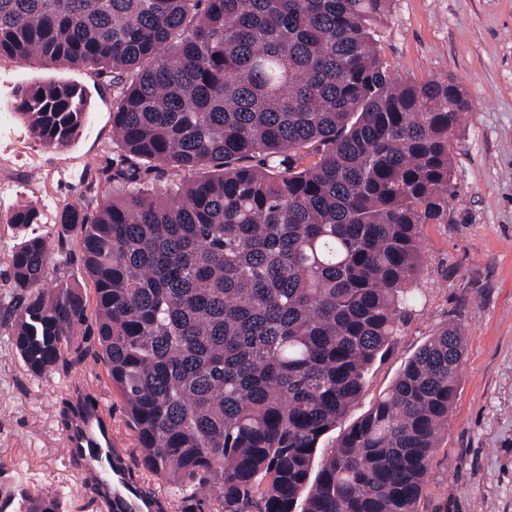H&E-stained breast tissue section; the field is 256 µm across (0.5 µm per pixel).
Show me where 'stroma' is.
Listing matches in <instances>:
<instances>
[{"instance_id":"1","label":"stroma","mask_w":512,"mask_h":512,"mask_svg":"<svg viewBox=\"0 0 512 512\" xmlns=\"http://www.w3.org/2000/svg\"><path fill=\"white\" fill-rule=\"evenodd\" d=\"M377 35L394 76L454 77L471 108L452 138L457 192L448 200V221L426 225L421 238L418 299L388 352L371 365L348 417L362 415L420 347L457 323L467 337L466 353L420 510L512 512V0H391ZM51 80L84 86L90 112L80 135L62 150L46 148L18 115L0 123V157L10 160L16 180L14 192L0 198L2 301L11 294L5 255L14 243L7 224L14 209L31 202L60 211L79 201L96 212L104 193L99 171L121 159L112 143L118 91L108 77L62 64L0 59L1 96ZM37 155L71 175V187L59 188L31 167ZM79 341L90 351L84 364L33 378L15 350L10 324H0V503L55 493L66 512H93L62 459L58 412L69 385L106 395L125 454L140 460L122 399L96 355L95 310H88Z\"/></svg>"}]
</instances>
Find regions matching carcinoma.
<instances>
[{
    "label": "carcinoma",
    "instance_id": "cac0c4a2",
    "mask_svg": "<svg viewBox=\"0 0 512 512\" xmlns=\"http://www.w3.org/2000/svg\"><path fill=\"white\" fill-rule=\"evenodd\" d=\"M390 0H0V58L112 79L128 165L57 239L30 204L0 306L26 371L78 362L81 289L42 288L55 241L79 240L97 340L141 463L202 512H419L448 428L466 336L450 324L338 437L416 299L420 236L448 223L456 80L397 81L375 39ZM16 112L63 149L85 88L22 85ZM77 356L66 359L64 353ZM82 386L61 425L94 400ZM18 512H62L23 496Z\"/></svg>",
    "mask_w": 512,
    "mask_h": 512
}]
</instances>
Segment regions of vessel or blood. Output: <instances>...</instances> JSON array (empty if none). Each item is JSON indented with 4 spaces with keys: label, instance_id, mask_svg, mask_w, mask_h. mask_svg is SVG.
<instances>
[{
    "label": "vessel or blood",
    "instance_id": "obj_1",
    "mask_svg": "<svg viewBox=\"0 0 512 512\" xmlns=\"http://www.w3.org/2000/svg\"><path fill=\"white\" fill-rule=\"evenodd\" d=\"M65 460H78V483L89 492L106 489L98 499L100 512H158L165 497L131 479L112 429V415L104 398L73 415L63 437Z\"/></svg>",
    "mask_w": 512,
    "mask_h": 512
}]
</instances>
